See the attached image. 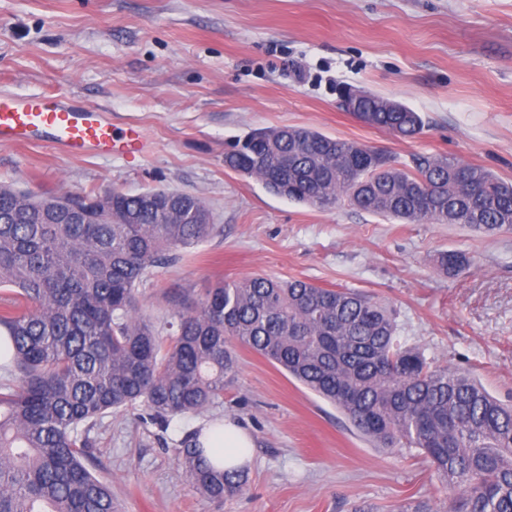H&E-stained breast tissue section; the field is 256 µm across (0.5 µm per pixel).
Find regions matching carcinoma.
I'll use <instances>...</instances> for the list:
<instances>
[{
	"mask_svg": "<svg viewBox=\"0 0 512 512\" xmlns=\"http://www.w3.org/2000/svg\"><path fill=\"white\" fill-rule=\"evenodd\" d=\"M357 120L402 140L421 116L364 92ZM224 165L260 179L292 202L343 200L406 224H461L484 235L512 232V183L441 155L401 163L387 151L301 127L249 131ZM82 213L49 207L55 193L0 184V329L13 344L0 382V512H119L93 473L88 432L106 412L144 405L163 428L224 397L247 347L336 405L383 448L417 449L448 489L440 503L395 512H512V407L456 368L435 366L396 336L390 308L349 288L263 274L207 289L161 335L139 314L137 287L170 253L216 230L197 196L157 190L75 195ZM456 276L459 252L437 257ZM178 462L203 495L232 498L247 471L214 466L194 439Z\"/></svg>",
	"mask_w": 512,
	"mask_h": 512,
	"instance_id": "carcinoma-1",
	"label": "carcinoma"
}]
</instances>
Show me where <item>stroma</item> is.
Segmentation results:
<instances>
[{
  "label": "stroma",
  "mask_w": 512,
  "mask_h": 512,
  "mask_svg": "<svg viewBox=\"0 0 512 512\" xmlns=\"http://www.w3.org/2000/svg\"><path fill=\"white\" fill-rule=\"evenodd\" d=\"M347 84L403 103L425 129L401 141L339 105ZM0 94H63L116 126L134 155L72 158L46 143L0 145V184L36 192L200 197L217 229L138 287L160 330L220 280L256 273L375 295L398 334L438 365L468 371L512 403V233L403 224L340 202L277 197L224 165L253 128L306 127L387 149L445 155L512 182V0H0ZM467 256L451 277L440 253ZM219 405L153 424L144 407L89 433L97 477L123 512H379L446 490L418 451H384L327 401L254 351ZM228 417L254 442L244 494L202 495L176 450Z\"/></svg>",
  "instance_id": "35a3bbf8"
}]
</instances>
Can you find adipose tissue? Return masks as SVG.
Instances as JSON below:
<instances>
[{"label": "adipose tissue", "mask_w": 512, "mask_h": 512, "mask_svg": "<svg viewBox=\"0 0 512 512\" xmlns=\"http://www.w3.org/2000/svg\"><path fill=\"white\" fill-rule=\"evenodd\" d=\"M197 442L212 464L223 468L245 465L253 446L249 431L225 417L202 426Z\"/></svg>", "instance_id": "1"}]
</instances>
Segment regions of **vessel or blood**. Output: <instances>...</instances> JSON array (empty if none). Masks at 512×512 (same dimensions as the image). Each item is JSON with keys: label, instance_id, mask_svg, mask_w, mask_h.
<instances>
[{"label": "vessel or blood", "instance_id": "vessel-or-blood-1", "mask_svg": "<svg viewBox=\"0 0 512 512\" xmlns=\"http://www.w3.org/2000/svg\"><path fill=\"white\" fill-rule=\"evenodd\" d=\"M50 143L72 157L124 154L140 149V127H114L96 109L76 107L62 96H0V144Z\"/></svg>", "mask_w": 512, "mask_h": 512}]
</instances>
